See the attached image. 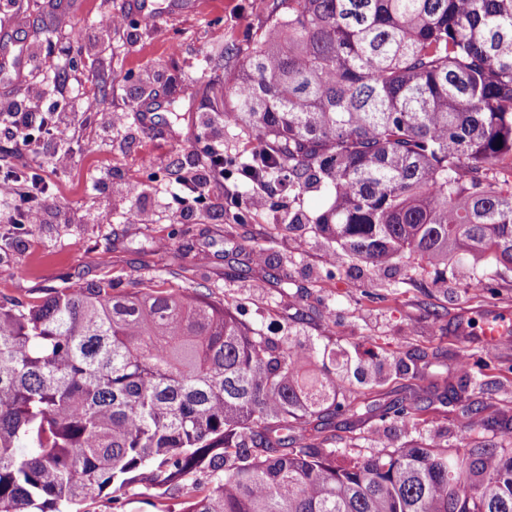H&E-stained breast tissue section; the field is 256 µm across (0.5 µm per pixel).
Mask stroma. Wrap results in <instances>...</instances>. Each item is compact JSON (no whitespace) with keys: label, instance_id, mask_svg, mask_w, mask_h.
<instances>
[{"label":"stroma","instance_id":"1","mask_svg":"<svg viewBox=\"0 0 512 512\" xmlns=\"http://www.w3.org/2000/svg\"><path fill=\"white\" fill-rule=\"evenodd\" d=\"M128 3L25 0L19 9L0 10V43L42 58L32 80L65 70L70 95L101 104L100 111L70 115V168L41 169L49 184L45 223H0V304L105 279L125 293L166 275L173 285L233 307L274 342L311 341L352 367L381 363V383L348 382L359 400L391 403L411 387L426 394L416 420L405 426L371 414L353 422L336 418L337 464L411 440L451 451L500 442L503 426L512 423V337L489 352L480 332L488 317L512 314V272L499 271L490 255L449 262L440 284L403 260L373 269L335 252L308 228L288 230L290 212L312 214L325 205L315 189L297 199L268 184L264 208L250 210L243 222L229 199L253 188L231 178L204 202L182 205L177 177L203 173L206 143L223 141L228 158L250 148L248 135L223 127L220 118L242 64L273 20L270 0H201L197 10L162 12L149 25ZM121 11L127 25L95 39L97 22ZM60 13L71 19L68 31L54 28ZM218 43L227 54L215 52ZM151 104L156 111L146 126L133 112ZM174 104L183 115L177 123L170 119ZM114 111L129 114L118 131L110 125ZM147 156L152 166L143 165ZM482 272L498 275L484 298L467 286ZM471 403L482 407L483 421L466 431L464 408ZM159 500L181 512L185 497L171 489ZM159 500L132 486L120 502L105 494L82 509L156 512Z\"/></svg>","mask_w":512,"mask_h":512}]
</instances>
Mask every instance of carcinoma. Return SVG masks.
Wrapping results in <instances>:
<instances>
[{
  "mask_svg": "<svg viewBox=\"0 0 512 512\" xmlns=\"http://www.w3.org/2000/svg\"><path fill=\"white\" fill-rule=\"evenodd\" d=\"M224 124L235 157L330 204L292 225L375 267L437 276L463 251L512 270V0H272ZM165 281L0 305V512H73L129 486L183 512H512V448L419 443L336 464L315 434L360 415L344 371L305 369L221 302ZM419 390L385 406L411 422Z\"/></svg>",
  "mask_w": 512,
  "mask_h": 512,
  "instance_id": "cac0c4a2",
  "label": "carcinoma"
}]
</instances>
